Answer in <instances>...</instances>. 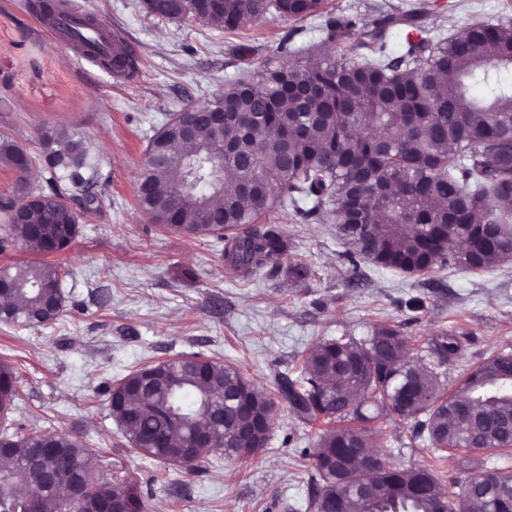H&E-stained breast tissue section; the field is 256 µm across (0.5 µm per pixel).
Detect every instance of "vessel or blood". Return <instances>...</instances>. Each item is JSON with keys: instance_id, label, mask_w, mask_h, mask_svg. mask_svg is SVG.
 I'll use <instances>...</instances> for the list:
<instances>
[{"instance_id": "1", "label": "vessel or blood", "mask_w": 512, "mask_h": 512, "mask_svg": "<svg viewBox=\"0 0 512 512\" xmlns=\"http://www.w3.org/2000/svg\"><path fill=\"white\" fill-rule=\"evenodd\" d=\"M52 30L68 50L96 65L128 53L124 36L103 26H86L83 13L74 10L56 13Z\"/></svg>"}]
</instances>
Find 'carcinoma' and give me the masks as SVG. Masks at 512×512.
I'll use <instances>...</instances> for the list:
<instances>
[{
    "label": "carcinoma",
    "instance_id": "obj_1",
    "mask_svg": "<svg viewBox=\"0 0 512 512\" xmlns=\"http://www.w3.org/2000/svg\"><path fill=\"white\" fill-rule=\"evenodd\" d=\"M322 2L142 0V8L233 31L272 11L304 19ZM397 24L418 25L417 12H388L371 25L331 20L324 41L353 37V54L267 67L224 84L206 104L184 105L150 139L139 207L168 230L224 240L225 258L243 273L284 255L281 229L258 219L288 205L306 220L321 215L335 224L353 264L421 273L512 260V82L501 77L512 71V22L420 36L392 58L385 34ZM473 83L485 86L484 98L469 95ZM221 109L247 129L207 128L202 112ZM191 127L204 138L190 141ZM42 140L50 191L35 193L31 158L0 135V167L13 175L12 191L0 194L7 228L0 251L21 243L43 256L0 270L14 299L0 310V321L29 328L55 322L64 310L61 270L48 257L68 251L81 217L103 210L94 191L100 160L87 142L66 126L44 132ZM233 140L237 148L224 154L223 165L214 163L221 143ZM72 199L83 201L77 212L67 206ZM454 238L468 246L454 248ZM407 346L408 338L390 327L360 342L324 339L308 350L298 377L276 376V391L297 419L330 422L311 454L322 481L313 512H512V471L471 457L500 456L512 446V396L491 393L512 383V353L474 365L447 396L436 369L379 360ZM435 350L441 366L458 345L444 336ZM17 381L14 367L0 362V417L13 409ZM369 402L414 421V437L433 447L470 453L458 456L461 469L475 471L461 494L445 495L423 468L382 461L365 473L346 459L350 448H369L368 430L347 425L372 420L363 411ZM220 404L224 429L216 442L226 456L265 447L273 399L239 371L197 354L129 372L112 386L110 414L130 444L170 464L182 452L205 458L209 450L195 449V437L209 429L210 410ZM0 444L8 448L0 464V512H28L13 471L39 448L44 452L26 479L40 512H143L137 488L95 478L94 454L69 434H3Z\"/></svg>",
    "mask_w": 512,
    "mask_h": 512
}]
</instances>
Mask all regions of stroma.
I'll list each match as a JSON object with an SVG mask.
<instances>
[{
  "instance_id": "stroma-1",
  "label": "stroma",
  "mask_w": 512,
  "mask_h": 512,
  "mask_svg": "<svg viewBox=\"0 0 512 512\" xmlns=\"http://www.w3.org/2000/svg\"><path fill=\"white\" fill-rule=\"evenodd\" d=\"M30 2L0 0V133L33 160L37 190L45 185L44 131L65 125L82 136L101 158L104 210L84 219L57 259L66 273L61 317L35 329L0 322V361L14 367L20 393L0 433L51 428L79 437L114 485H136L144 512H311L321 483L308 455L317 430L284 401L257 455L228 458L218 450L190 473L129 450L110 417V388L140 366L198 353L272 395L275 373L298 370L313 343L342 335L360 341L381 326L407 336V353L421 365L436 363L439 336L456 337L459 351L440 377L448 392L467 366L512 351V260L424 274L365 261L354 267L335 225L288 209L260 218L284 230L287 253L277 266L245 276L229 266L223 242L153 224L135 194L149 138L173 113L270 62L336 52L323 41L328 18L362 24L387 6H413L426 26L450 35L512 20V0H325L306 19L269 14L234 32L146 15L141 0H72L125 36L140 61L128 78L66 51ZM294 260L309 267L308 278L291 275ZM369 427L384 460L431 468L444 490H462L468 472L412 438L411 424L382 415Z\"/></svg>"
}]
</instances>
